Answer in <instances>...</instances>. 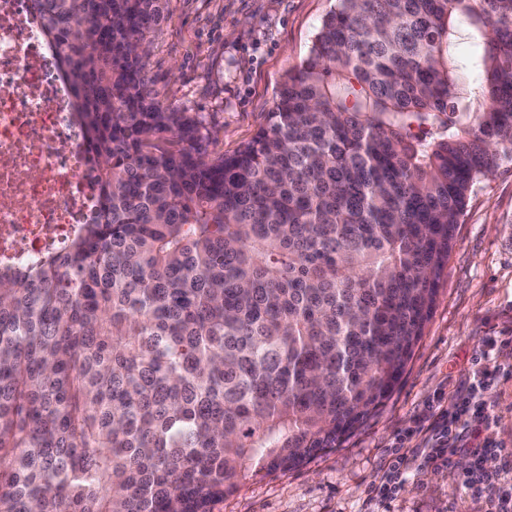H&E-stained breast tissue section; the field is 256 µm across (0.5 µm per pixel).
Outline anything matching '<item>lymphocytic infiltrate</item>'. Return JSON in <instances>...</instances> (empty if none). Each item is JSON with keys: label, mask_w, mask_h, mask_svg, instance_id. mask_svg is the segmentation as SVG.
<instances>
[{"label": "lymphocytic infiltrate", "mask_w": 512, "mask_h": 512, "mask_svg": "<svg viewBox=\"0 0 512 512\" xmlns=\"http://www.w3.org/2000/svg\"><path fill=\"white\" fill-rule=\"evenodd\" d=\"M489 348L479 354L471 375L455 401L441 406L428 401L416 415L412 428L391 443V458L378 484L370 489L375 505L389 507L398 497L406 475L415 468L454 474L457 485L470 498L483 501L486 512H512V448L489 441L473 446L470 432L495 424L498 416L485 398L489 388L512 379V368L493 364ZM466 454L472 464L468 471L455 474V456ZM495 457L496 468L484 466L487 457Z\"/></svg>", "instance_id": "1"}]
</instances>
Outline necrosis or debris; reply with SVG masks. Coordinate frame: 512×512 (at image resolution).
I'll list each match as a JSON object with an SVG mask.
<instances>
[{"instance_id":"necrosis-or-debris-1","label":"necrosis or debris","mask_w":512,"mask_h":512,"mask_svg":"<svg viewBox=\"0 0 512 512\" xmlns=\"http://www.w3.org/2000/svg\"><path fill=\"white\" fill-rule=\"evenodd\" d=\"M68 98L32 0H0L2 270L67 247L98 208Z\"/></svg>"}]
</instances>
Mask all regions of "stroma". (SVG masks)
<instances>
[{"label":"stroma","mask_w":512,"mask_h":512,"mask_svg":"<svg viewBox=\"0 0 512 512\" xmlns=\"http://www.w3.org/2000/svg\"><path fill=\"white\" fill-rule=\"evenodd\" d=\"M336 0H168L149 35L160 98L199 113L211 151L234 153L265 121L288 73L305 58ZM512 336V164L484 179L455 231L433 316L401 385L357 430L288 472H261L215 512H371L393 437L433 396L450 401L487 339ZM496 426L480 436L512 448V381L489 389ZM392 512H485L455 480L408 476Z\"/></svg>","instance_id":"stroma-1"}]
</instances>
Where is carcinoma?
<instances>
[{
    "label": "carcinoma",
    "instance_id": "obj_1",
    "mask_svg": "<svg viewBox=\"0 0 512 512\" xmlns=\"http://www.w3.org/2000/svg\"><path fill=\"white\" fill-rule=\"evenodd\" d=\"M165 2L34 0L99 209L0 271V512H215L332 447L400 385L512 164V0H336L228 156L152 87Z\"/></svg>",
    "mask_w": 512,
    "mask_h": 512
}]
</instances>
